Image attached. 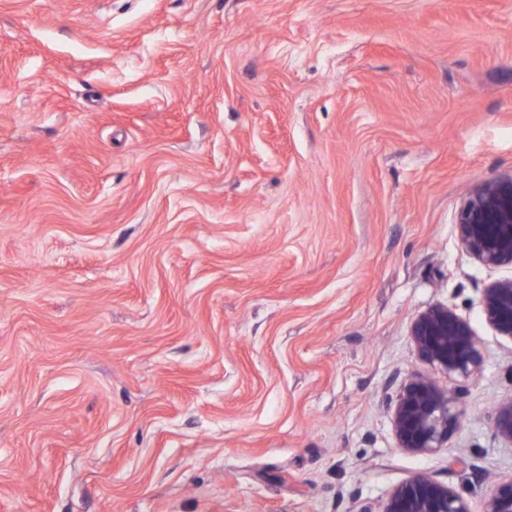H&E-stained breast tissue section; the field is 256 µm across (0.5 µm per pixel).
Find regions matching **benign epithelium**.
Returning <instances> with one entry per match:
<instances>
[{
	"instance_id": "7a95c632",
	"label": "benign epithelium",
	"mask_w": 512,
	"mask_h": 512,
	"mask_svg": "<svg viewBox=\"0 0 512 512\" xmlns=\"http://www.w3.org/2000/svg\"><path fill=\"white\" fill-rule=\"evenodd\" d=\"M462 246L481 264L512 269V179L486 184L463 200L457 217ZM486 321L512 339V279L493 283L483 298ZM410 336L419 358L452 381L478 375L483 357L470 323L447 305H434L411 323ZM457 395L427 378L405 383L393 409L399 447L427 454L442 447L457 428ZM495 433L512 444V401L493 417ZM381 512H471L468 500L447 485L416 476L392 491ZM485 512H512V479L494 484Z\"/></svg>"
}]
</instances>
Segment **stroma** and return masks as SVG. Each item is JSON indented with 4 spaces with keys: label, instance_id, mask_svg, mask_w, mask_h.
Instances as JSON below:
<instances>
[{
    "label": "stroma",
    "instance_id": "35a3bbf8",
    "mask_svg": "<svg viewBox=\"0 0 512 512\" xmlns=\"http://www.w3.org/2000/svg\"><path fill=\"white\" fill-rule=\"evenodd\" d=\"M512 177V0H0V512H484L512 278L461 246ZM483 355L399 448L413 318ZM483 313L501 336L512 339V279L495 282L486 288ZM459 418L454 390L442 389L427 378H416L398 392L392 422L399 448L427 454L442 448L448 434L457 428ZM380 512H471V508L449 486L416 476L394 489Z\"/></svg>",
    "mask_w": 512,
    "mask_h": 512
}]
</instances>
